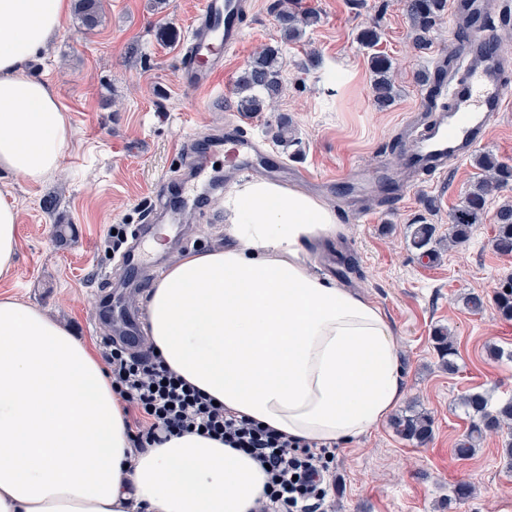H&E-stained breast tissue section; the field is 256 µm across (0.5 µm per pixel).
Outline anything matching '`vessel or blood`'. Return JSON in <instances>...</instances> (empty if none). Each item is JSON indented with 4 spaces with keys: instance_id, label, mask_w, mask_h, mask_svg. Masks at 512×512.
I'll return each mask as SVG.
<instances>
[{
    "instance_id": "vessel-or-blood-1",
    "label": "vessel or blood",
    "mask_w": 512,
    "mask_h": 512,
    "mask_svg": "<svg viewBox=\"0 0 512 512\" xmlns=\"http://www.w3.org/2000/svg\"><path fill=\"white\" fill-rule=\"evenodd\" d=\"M244 0H202L191 25V39L178 65V81L189 96L213 90L224 78V59L240 47L245 32L237 17ZM492 0H451L457 23L466 25L457 48L463 77L451 80L448 103L407 138L408 166L424 173L444 172L450 160L469 155L488 136L512 88L505 80V57L489 25ZM227 175L258 172L276 164L273 151L245 136H229ZM115 330L127 341L138 338L135 314L113 306Z\"/></svg>"
}]
</instances>
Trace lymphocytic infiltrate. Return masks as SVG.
I'll use <instances>...</instances> for the list:
<instances>
[{
  "label": "lymphocytic infiltrate",
  "instance_id": "f902f5d3",
  "mask_svg": "<svg viewBox=\"0 0 512 512\" xmlns=\"http://www.w3.org/2000/svg\"><path fill=\"white\" fill-rule=\"evenodd\" d=\"M102 361L127 424L131 453L184 433H203L265 466L268 480L256 512H331L336 449L288 438L214 405L210 396L168 368L154 350L106 342Z\"/></svg>",
  "mask_w": 512,
  "mask_h": 512
}]
</instances>
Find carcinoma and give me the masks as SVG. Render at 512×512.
Returning <instances> with one entry per match:
<instances>
[{
    "mask_svg": "<svg viewBox=\"0 0 512 512\" xmlns=\"http://www.w3.org/2000/svg\"><path fill=\"white\" fill-rule=\"evenodd\" d=\"M407 14L416 31L425 32L433 27L436 19L446 7V0H406ZM82 25L91 30L99 23L98 0H77L75 6ZM276 18L283 39L296 41L301 38L303 28L318 21L314 13L301 14L294 10L290 0H278ZM375 75L373 92L376 102L389 105L393 98V84L388 77L390 61L383 55L371 56ZM283 60L276 46L265 45L253 54L236 82L240 95L238 106L243 112L260 113L266 111L281 95L283 89ZM475 163L483 177L475 182L464 202L452 215L448 227V241L461 245L470 238L472 228L482 217L487 199L501 187L512 182V166L499 161L490 153H480ZM493 249L503 255L512 254V205L504 204L495 215ZM435 226L419 224L413 233V244L418 248L428 246L434 236ZM495 305L502 317L512 319V278L507 280L495 296ZM440 351L443 366L448 372L456 370L457 350L450 336L440 332L434 337ZM460 404L473 417L466 437L455 448L460 458H468L476 452V447L488 434H506L509 439L502 449L507 465L512 467V399L500 405L491 406L490 396L484 392H472L460 398ZM395 432L403 439L417 444L429 440L433 431V419L427 413L417 412L397 416L392 421Z\"/></svg>",
    "mask_w": 512,
    "mask_h": 512,
    "instance_id": "obj_1",
    "label": "carcinoma"
}]
</instances>
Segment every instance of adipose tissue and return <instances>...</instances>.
Instances as JSON below:
<instances>
[{"mask_svg": "<svg viewBox=\"0 0 512 512\" xmlns=\"http://www.w3.org/2000/svg\"><path fill=\"white\" fill-rule=\"evenodd\" d=\"M70 0H0V171L37 184L71 127L24 63ZM227 245L172 264L144 332L165 364L225 409L289 437L342 445L384 423L406 387L376 304L311 270L342 234L300 188L255 178L221 200ZM267 481L247 454L196 433L133 456L100 357L37 307L0 298V512H253Z\"/></svg>", "mask_w": 512, "mask_h": 512, "instance_id": "ef3b65f1", "label": "adipose tissue"}]
</instances>
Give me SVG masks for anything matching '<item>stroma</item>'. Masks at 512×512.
Segmentation results:
<instances>
[{"label":"stroma","instance_id":"stroma-1","mask_svg":"<svg viewBox=\"0 0 512 512\" xmlns=\"http://www.w3.org/2000/svg\"><path fill=\"white\" fill-rule=\"evenodd\" d=\"M200 2L101 0L96 29L84 30L69 15L47 50L26 63L27 76L56 90L72 135L56 175L38 184L14 179L6 188L19 215V251L11 273L0 278V297L38 307L99 349L111 328L109 321L93 322L101 272L110 273L116 302L140 310L160 272L180 256L223 246L224 216L214 204L192 211L184 238L150 255L134 275L117 267L111 233L142 223L180 168L184 138L211 142L209 166L223 164L224 133L243 117L236 78L261 45L281 46L282 95L274 110L251 119L264 146L288 168L271 178L335 207L346 232L316 248L317 271L384 309L407 389L397 410H424L434 419L432 437L421 447L387 423L337 447L336 512H512V470L502 458V439H486L466 459L454 453L469 427L457 398L473 391L495 401L512 398V321L494 305L501 282L512 276V256L495 253L491 244L494 213L512 203V184L493 196L467 243L452 247L448 224L478 174L473 157L450 161L445 173L418 176L402 196L371 194L346 178L353 168L398 171L392 146L401 125L431 117L420 77L434 74L441 59L456 51L460 33L450 13L441 14L419 47L405 0H293L319 21L285 45L276 0H248L246 39L224 64L223 92L193 104L178 84L177 69ZM165 26L176 29V40H159ZM368 28L380 35L372 51L359 41ZM133 43L140 57H129ZM373 52L392 62L394 101L385 108L373 101ZM284 118L293 137L288 144L278 138ZM298 169L309 179L295 177ZM50 198L55 208L44 209ZM418 224L436 226L439 259L414 247ZM471 292L484 295L483 312L463 306L462 297ZM438 329L456 342L457 373L441 367L433 342ZM492 346L499 358H490ZM460 480L474 493L449 503Z\"/></svg>","mask_w":512,"mask_h":512}]
</instances>
